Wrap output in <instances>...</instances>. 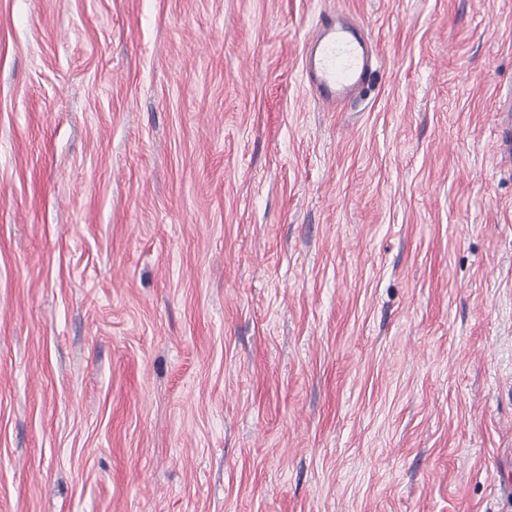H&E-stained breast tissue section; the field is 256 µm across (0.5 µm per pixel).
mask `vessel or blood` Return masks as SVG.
Wrapping results in <instances>:
<instances>
[{
  "label": "vessel or blood",
  "instance_id": "1",
  "mask_svg": "<svg viewBox=\"0 0 512 512\" xmlns=\"http://www.w3.org/2000/svg\"><path fill=\"white\" fill-rule=\"evenodd\" d=\"M369 37L333 13L321 14L304 49L305 79L323 104L341 109L369 82Z\"/></svg>",
  "mask_w": 512,
  "mask_h": 512
}]
</instances>
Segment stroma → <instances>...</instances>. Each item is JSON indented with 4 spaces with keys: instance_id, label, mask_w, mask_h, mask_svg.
Instances as JSON below:
<instances>
[{
    "instance_id": "1",
    "label": "stroma",
    "mask_w": 512,
    "mask_h": 512,
    "mask_svg": "<svg viewBox=\"0 0 512 512\" xmlns=\"http://www.w3.org/2000/svg\"><path fill=\"white\" fill-rule=\"evenodd\" d=\"M511 100L512 0H0V512H512ZM369 37L336 13H323L304 49L305 79L323 104L343 109L370 81Z\"/></svg>"
}]
</instances>
